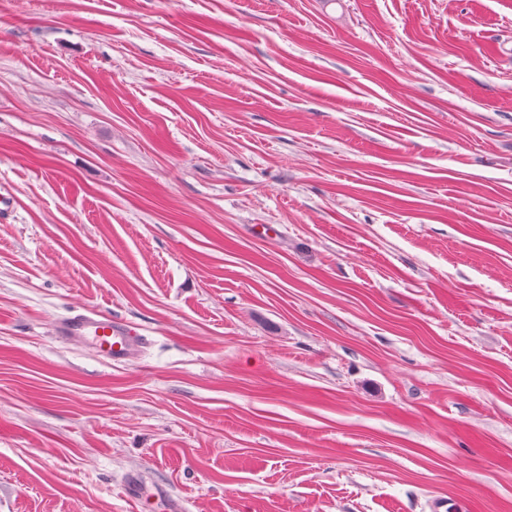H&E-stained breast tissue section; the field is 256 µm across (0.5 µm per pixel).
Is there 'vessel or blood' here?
Returning a JSON list of instances; mask_svg holds the SVG:
<instances>
[{
	"label": "vessel or blood",
	"instance_id": "b4317fda",
	"mask_svg": "<svg viewBox=\"0 0 512 512\" xmlns=\"http://www.w3.org/2000/svg\"><path fill=\"white\" fill-rule=\"evenodd\" d=\"M54 332L65 341L85 342L113 363L137 359L142 347V339L132 327L97 311L59 318Z\"/></svg>",
	"mask_w": 512,
	"mask_h": 512
}]
</instances>
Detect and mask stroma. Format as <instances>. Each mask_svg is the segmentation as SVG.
<instances>
[{"instance_id": "stroma-1", "label": "stroma", "mask_w": 512, "mask_h": 512, "mask_svg": "<svg viewBox=\"0 0 512 512\" xmlns=\"http://www.w3.org/2000/svg\"><path fill=\"white\" fill-rule=\"evenodd\" d=\"M512 0H0V512H512ZM94 309L143 339L61 341ZM56 336L65 341H83L112 363L138 358L141 336L125 322L98 311H86L55 321Z\"/></svg>"}]
</instances>
